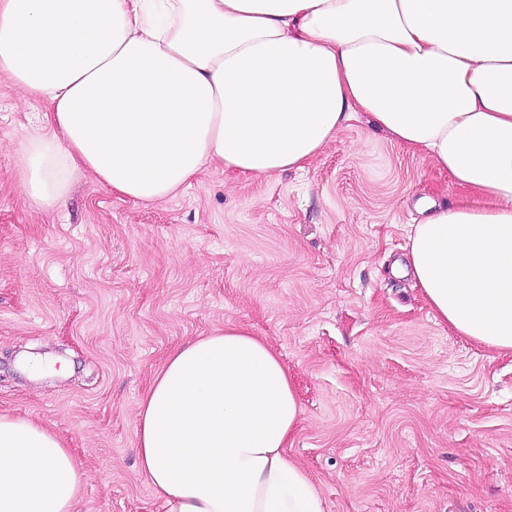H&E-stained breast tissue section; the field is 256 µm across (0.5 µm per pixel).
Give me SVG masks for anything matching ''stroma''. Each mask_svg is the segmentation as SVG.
I'll list each match as a JSON object with an SVG mask.
<instances>
[{
	"label": "stroma",
	"mask_w": 512,
	"mask_h": 512,
	"mask_svg": "<svg viewBox=\"0 0 512 512\" xmlns=\"http://www.w3.org/2000/svg\"><path fill=\"white\" fill-rule=\"evenodd\" d=\"M48 102L0 74V413L55 431L77 512H164L136 464L138 404L175 349L227 325L280 355L300 403L289 459L326 512H512V352L443 325L404 259L421 198L463 190L368 115L302 170L203 172L135 201L77 173L25 189ZM67 376H32L28 356Z\"/></svg>",
	"instance_id": "1"
}]
</instances>
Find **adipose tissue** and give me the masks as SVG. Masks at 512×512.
Here are the masks:
<instances>
[{"mask_svg": "<svg viewBox=\"0 0 512 512\" xmlns=\"http://www.w3.org/2000/svg\"><path fill=\"white\" fill-rule=\"evenodd\" d=\"M0 73L52 107L21 157L46 205L83 169L147 202L212 167L301 169L369 115L465 191L414 225L401 271L512 352V0H0ZM299 413L273 348L230 325L154 378L137 464L164 512H325L285 453ZM83 476L53 431L0 414V512H75Z\"/></svg>", "mask_w": 512, "mask_h": 512, "instance_id": "1", "label": "adipose tissue"}]
</instances>
